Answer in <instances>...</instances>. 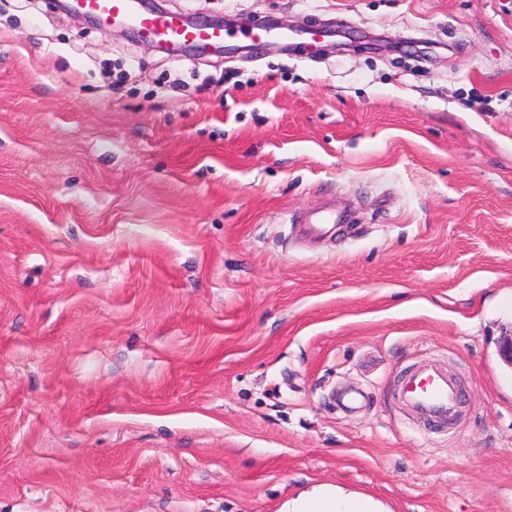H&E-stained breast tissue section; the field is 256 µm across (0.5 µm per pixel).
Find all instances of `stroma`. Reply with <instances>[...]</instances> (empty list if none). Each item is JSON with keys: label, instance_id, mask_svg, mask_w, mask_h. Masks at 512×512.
I'll return each mask as SVG.
<instances>
[{"label": "stroma", "instance_id": "35a3bbf8", "mask_svg": "<svg viewBox=\"0 0 512 512\" xmlns=\"http://www.w3.org/2000/svg\"><path fill=\"white\" fill-rule=\"evenodd\" d=\"M158 3L229 52L0 0V512H512V0ZM399 398L420 417L445 423L459 408L458 386L448 373L433 364H423L409 371L399 387ZM286 512H378L365 497L327 487H313L286 504Z\"/></svg>", "mask_w": 512, "mask_h": 512}]
</instances>
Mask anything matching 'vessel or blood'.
<instances>
[{"label": "vessel or blood", "instance_id": "obj_1", "mask_svg": "<svg viewBox=\"0 0 512 512\" xmlns=\"http://www.w3.org/2000/svg\"><path fill=\"white\" fill-rule=\"evenodd\" d=\"M75 7L105 19L128 20L140 34L160 43L200 48L224 43L223 30L192 24L162 10L144 9L140 0H77ZM398 394L420 417L436 423L447 422L459 408L457 385L447 372L429 363L409 371Z\"/></svg>", "mask_w": 512, "mask_h": 512}]
</instances>
